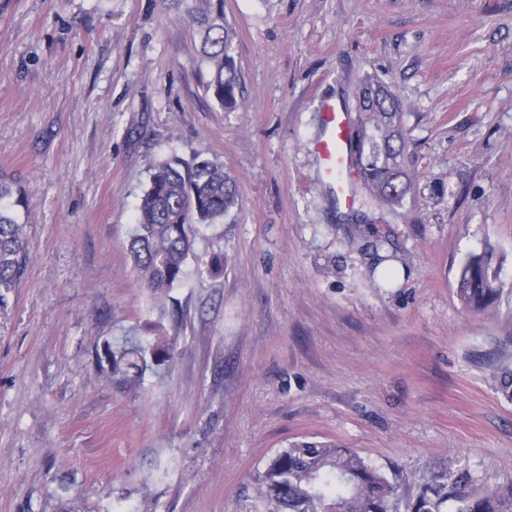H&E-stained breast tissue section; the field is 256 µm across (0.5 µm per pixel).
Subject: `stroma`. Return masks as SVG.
I'll list each match as a JSON object with an SVG mask.
<instances>
[{"label":"stroma","instance_id":"35a3bbf8","mask_svg":"<svg viewBox=\"0 0 512 512\" xmlns=\"http://www.w3.org/2000/svg\"><path fill=\"white\" fill-rule=\"evenodd\" d=\"M241 105L204 89L170 0H0V171L30 259L0 311V512H267L259 477L333 440L416 498L441 469L512 479V0H224ZM374 75L404 102L417 188L337 205L319 105ZM200 155L239 201L198 226L164 302L127 241L153 167ZM499 299L457 294L469 254ZM223 252L224 271L197 262ZM175 337L136 383L104 339ZM500 264H493V253L484 251L470 255L459 268L457 295L469 309H481L500 295Z\"/></svg>","mask_w":512,"mask_h":512}]
</instances>
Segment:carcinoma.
Returning <instances> with one entry per match:
<instances>
[{
  "instance_id": "cac0c4a2",
  "label": "carcinoma",
  "mask_w": 512,
  "mask_h": 512,
  "mask_svg": "<svg viewBox=\"0 0 512 512\" xmlns=\"http://www.w3.org/2000/svg\"><path fill=\"white\" fill-rule=\"evenodd\" d=\"M196 27L206 66L204 88L224 109L238 105L240 74L235 34L224 22V0H173ZM403 103L373 76L356 89L359 152L354 167L361 185L384 207L404 205L415 175L407 164ZM238 200L235 180L198 155L174 156L157 165L138 205L127 250L140 285L162 296L183 284L194 256V226L227 216ZM26 205L20 180L0 173V310L9 306L27 260V225L16 208ZM500 264L493 253L470 255L459 268L457 295L469 309L497 300ZM175 339L160 328L146 342L116 349L104 339L99 362L111 377L139 378L172 358ZM268 512H399L395 487L356 451L334 441L300 440L277 453L261 476ZM405 512H512V480L481 485L468 471L448 467L425 483Z\"/></svg>"
}]
</instances>
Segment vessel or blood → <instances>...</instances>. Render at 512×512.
I'll return each mask as SVG.
<instances>
[{"label": "vessel or blood", "mask_w": 512, "mask_h": 512, "mask_svg": "<svg viewBox=\"0 0 512 512\" xmlns=\"http://www.w3.org/2000/svg\"><path fill=\"white\" fill-rule=\"evenodd\" d=\"M320 110L324 135L317 143V152L324 175L340 183L354 156V117L333 101L322 102Z\"/></svg>", "instance_id": "obj_1"}]
</instances>
